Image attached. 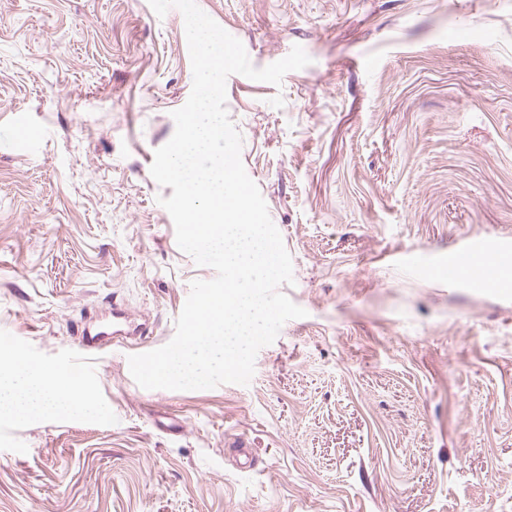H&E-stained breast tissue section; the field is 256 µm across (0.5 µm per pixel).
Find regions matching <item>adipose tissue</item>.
I'll return each mask as SVG.
<instances>
[{
  "label": "adipose tissue",
  "instance_id": "adipose-tissue-1",
  "mask_svg": "<svg viewBox=\"0 0 512 512\" xmlns=\"http://www.w3.org/2000/svg\"><path fill=\"white\" fill-rule=\"evenodd\" d=\"M90 409L84 389L73 378L27 365L16 352L0 354V416L31 420Z\"/></svg>",
  "mask_w": 512,
  "mask_h": 512
}]
</instances>
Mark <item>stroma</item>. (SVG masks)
I'll return each mask as SVG.
<instances>
[{
  "label": "stroma",
  "mask_w": 512,
  "mask_h": 512,
  "mask_svg": "<svg viewBox=\"0 0 512 512\" xmlns=\"http://www.w3.org/2000/svg\"><path fill=\"white\" fill-rule=\"evenodd\" d=\"M281 86L227 80L306 310L248 385L148 390L200 266L150 167L192 89L178 9L0 0V336L85 358L86 418L0 417V512H512V0H197ZM28 146H15L20 133ZM255 466H234L236 444ZM507 244L472 241L462 247L453 257L451 264L448 266V273L454 268H462L467 266L472 260L480 256H489V253L498 249L506 248Z\"/></svg>",
  "instance_id": "35a3bbf8"
}]
</instances>
